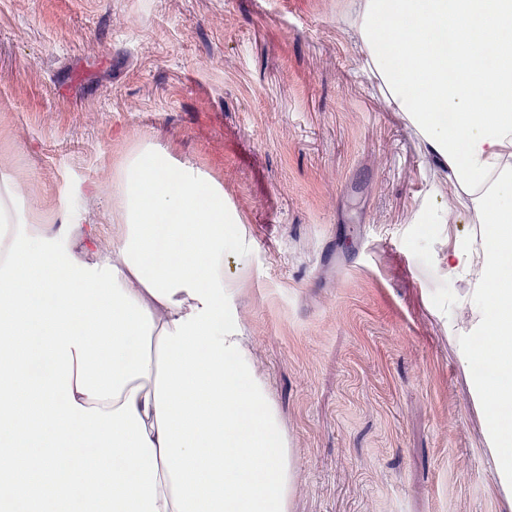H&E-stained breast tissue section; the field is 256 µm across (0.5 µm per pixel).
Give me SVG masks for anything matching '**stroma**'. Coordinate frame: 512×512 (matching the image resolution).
I'll use <instances>...</instances> for the list:
<instances>
[{
  "instance_id": "obj_1",
  "label": "stroma",
  "mask_w": 512,
  "mask_h": 512,
  "mask_svg": "<svg viewBox=\"0 0 512 512\" xmlns=\"http://www.w3.org/2000/svg\"><path fill=\"white\" fill-rule=\"evenodd\" d=\"M358 2L0 0V171L17 209L78 214L104 251L141 144L223 186L293 512H512L464 366L483 266L448 269L473 227L369 73Z\"/></svg>"
}]
</instances>
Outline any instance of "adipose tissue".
I'll use <instances>...</instances> for the list:
<instances>
[{"label":"adipose tissue","mask_w":512,"mask_h":512,"mask_svg":"<svg viewBox=\"0 0 512 512\" xmlns=\"http://www.w3.org/2000/svg\"><path fill=\"white\" fill-rule=\"evenodd\" d=\"M367 65L447 173L485 266L467 368L512 407V0H361ZM0 174V512H291L293 450L231 307L220 185L150 144L122 163L112 249L44 229ZM173 257L155 259L158 234Z\"/></svg>","instance_id":"adipose-tissue-1"}]
</instances>
